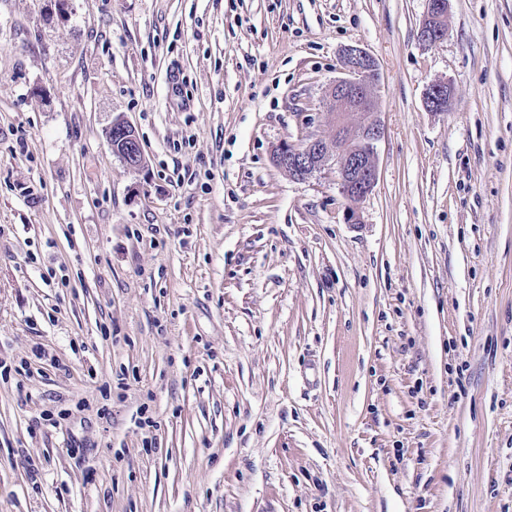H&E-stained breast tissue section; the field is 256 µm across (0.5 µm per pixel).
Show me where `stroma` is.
Wrapping results in <instances>:
<instances>
[{
    "label": "stroma",
    "instance_id": "stroma-1",
    "mask_svg": "<svg viewBox=\"0 0 512 512\" xmlns=\"http://www.w3.org/2000/svg\"><path fill=\"white\" fill-rule=\"evenodd\" d=\"M426 12L0 0V512H512V0ZM347 45L357 224L273 160ZM449 0H428V9L422 21L419 38L424 43H436L447 35ZM106 139L112 151L130 169H140L144 159L140 139L133 126L115 121L106 130Z\"/></svg>",
    "mask_w": 512,
    "mask_h": 512
}]
</instances>
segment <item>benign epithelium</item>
<instances>
[{
  "label": "benign epithelium",
  "instance_id": "benign-epithelium-1",
  "mask_svg": "<svg viewBox=\"0 0 512 512\" xmlns=\"http://www.w3.org/2000/svg\"><path fill=\"white\" fill-rule=\"evenodd\" d=\"M449 0H428L419 38L436 43L447 35ZM342 77L326 89L330 106V131L309 138L301 145L278 147L277 165L292 178L303 181L329 165L346 200V219L360 223V206L377 182V144L385 136L378 111L379 71L375 58L358 46H347L341 54ZM450 89L445 82L431 86L426 105L433 112L448 110ZM112 151L130 169L141 168L144 159L140 139L133 126L115 121L106 130Z\"/></svg>",
  "mask_w": 512,
  "mask_h": 512
}]
</instances>
